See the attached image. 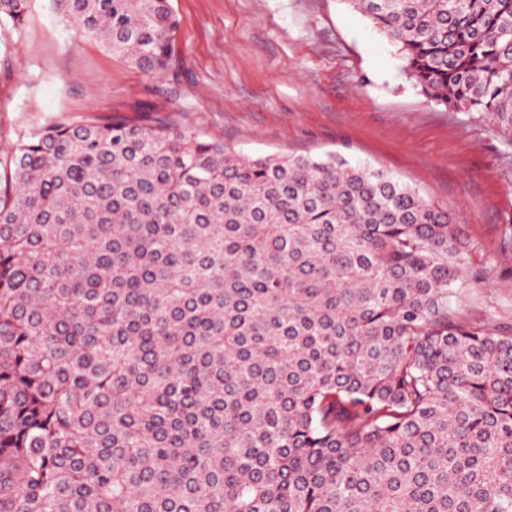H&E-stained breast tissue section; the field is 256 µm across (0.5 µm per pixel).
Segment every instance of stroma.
<instances>
[{
    "label": "stroma",
    "instance_id": "stroma-1",
    "mask_svg": "<svg viewBox=\"0 0 512 512\" xmlns=\"http://www.w3.org/2000/svg\"><path fill=\"white\" fill-rule=\"evenodd\" d=\"M170 69L148 78L30 0L0 40V161L89 114L171 122L235 151L342 156L385 171L464 224L470 268L451 306L512 327V148L489 119L430 101L400 47L347 0H171Z\"/></svg>",
    "mask_w": 512,
    "mask_h": 512
}]
</instances>
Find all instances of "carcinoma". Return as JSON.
Returning <instances> with one entry per match:
<instances>
[{"label":"carcinoma","mask_w":512,"mask_h":512,"mask_svg":"<svg viewBox=\"0 0 512 512\" xmlns=\"http://www.w3.org/2000/svg\"><path fill=\"white\" fill-rule=\"evenodd\" d=\"M29 0H0L20 31ZM512 141V0H346ZM146 76L170 0H52ZM0 190V512H512V332L448 208L329 155L91 116Z\"/></svg>","instance_id":"carcinoma-1"}]
</instances>
